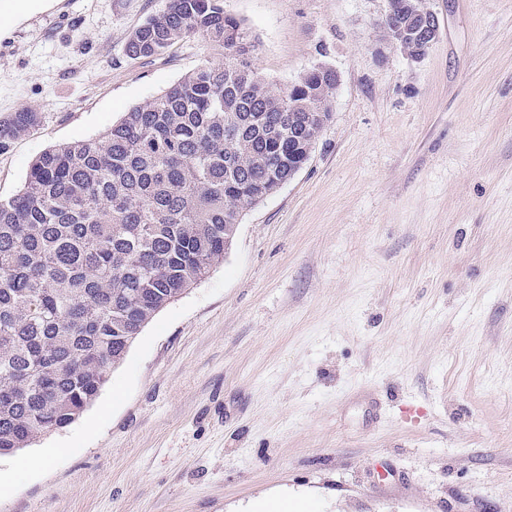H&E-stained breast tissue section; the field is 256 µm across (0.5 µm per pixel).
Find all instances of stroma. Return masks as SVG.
Segmentation results:
<instances>
[{
	"instance_id": "35a3bbf8",
	"label": "stroma",
	"mask_w": 512,
	"mask_h": 512,
	"mask_svg": "<svg viewBox=\"0 0 512 512\" xmlns=\"http://www.w3.org/2000/svg\"><path fill=\"white\" fill-rule=\"evenodd\" d=\"M165 0H48L0 27V199L48 148L109 130L214 60L133 59ZM279 87L339 75L308 161L240 219L96 401L0 457V512H512V0H426L417 61L386 0H223ZM60 454L38 468L25 458ZM399 4V8L397 9L395 16L390 18L393 15V7H392V1H387V10L384 14L380 32L384 28L385 23V33L386 37H392L402 40L406 48L408 50L407 57H413L423 54L427 49L425 48V45L419 43V42H411L410 40L405 37L406 33H409L410 31V14L407 12V9H405L403 4H406V0L403 1H397ZM390 18V19H389ZM389 19V20H387ZM385 20H387L385 22ZM42 119V114L32 108L0 116V153L7 152L15 140L34 130Z\"/></svg>"
}]
</instances>
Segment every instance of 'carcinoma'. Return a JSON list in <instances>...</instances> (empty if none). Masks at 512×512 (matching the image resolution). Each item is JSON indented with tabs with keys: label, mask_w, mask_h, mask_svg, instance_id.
I'll use <instances>...</instances> for the list:
<instances>
[{
	"label": "carcinoma",
	"mask_w": 512,
	"mask_h": 512,
	"mask_svg": "<svg viewBox=\"0 0 512 512\" xmlns=\"http://www.w3.org/2000/svg\"><path fill=\"white\" fill-rule=\"evenodd\" d=\"M385 22L407 57L410 14ZM200 35L224 57L135 106L104 134L56 145L0 199V456L76 420L143 327L224 259L239 218L309 157L336 74L288 89L251 67L256 44L222 0H166L129 36L149 58ZM42 122L0 116V153Z\"/></svg>",
	"instance_id": "obj_1"
}]
</instances>
